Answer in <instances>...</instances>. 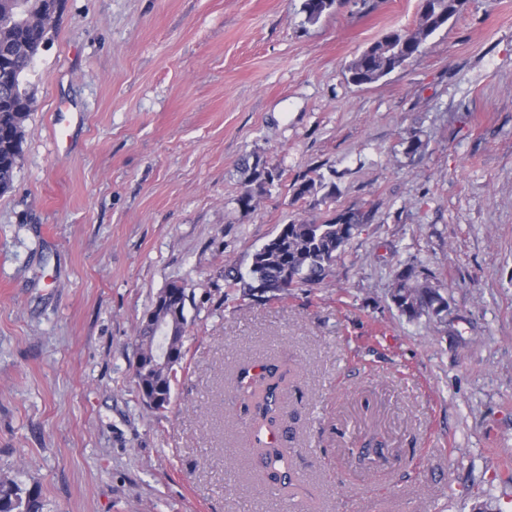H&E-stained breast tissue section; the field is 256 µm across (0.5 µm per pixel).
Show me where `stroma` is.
Wrapping results in <instances>:
<instances>
[{"instance_id":"35a3bbf8","label":"stroma","mask_w":512,"mask_h":512,"mask_svg":"<svg viewBox=\"0 0 512 512\" xmlns=\"http://www.w3.org/2000/svg\"><path fill=\"white\" fill-rule=\"evenodd\" d=\"M302 4L63 0L0 193V478L44 512H280L231 380L271 359L299 512H512V0H469L363 86L349 62L418 0H336L314 24ZM256 156L280 178L244 210ZM350 208L370 218L331 282L228 287L280 225ZM405 266L446 319L392 302ZM172 282L192 302L156 410L135 338Z\"/></svg>"}]
</instances>
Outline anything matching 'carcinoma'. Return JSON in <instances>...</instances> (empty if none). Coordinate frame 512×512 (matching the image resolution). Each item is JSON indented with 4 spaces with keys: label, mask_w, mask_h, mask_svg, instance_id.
<instances>
[{
    "label": "carcinoma",
    "mask_w": 512,
    "mask_h": 512,
    "mask_svg": "<svg viewBox=\"0 0 512 512\" xmlns=\"http://www.w3.org/2000/svg\"><path fill=\"white\" fill-rule=\"evenodd\" d=\"M55 0H0V60L13 67L20 79L13 83L0 81V191L10 188L22 153L25 124L32 112L33 100L26 89V74L34 65L43 44L45 27L36 17L38 5L49 7ZM335 0H304L303 12L310 23L317 22ZM448 23V0H436L435 9L426 19L416 22L413 36L396 29L385 34L393 41L400 57L383 50L381 43H371L350 65L351 80L358 84H373L405 63L422 54L427 40ZM252 174L263 191L273 184L277 173L255 160ZM369 219V212L348 209L337 215L292 221L281 226L277 237L270 239L252 257L249 277L228 274L229 287L241 288L248 294L257 289L271 293H286L292 288L320 285L336 273L349 241L359 233ZM172 304L179 308L181 321L176 323L175 348L178 358L185 356V315L189 295L184 286L168 285ZM393 302L412 318L439 317L448 311V298L432 276L405 267L396 272L391 294ZM139 356L143 358L135 381L138 391L148 390L162 399H171L176 374L150 365L153 346L157 341L156 326H141ZM288 369L269 363L254 371L240 367L236 390L244 410L249 414L253 436L251 456L259 471L266 476L283 502H288V489L294 486L290 451L280 446L277 428L283 416L284 385ZM44 503L36 492L22 493L13 480L0 481V512H43Z\"/></svg>",
    "instance_id": "carcinoma-1"
}]
</instances>
